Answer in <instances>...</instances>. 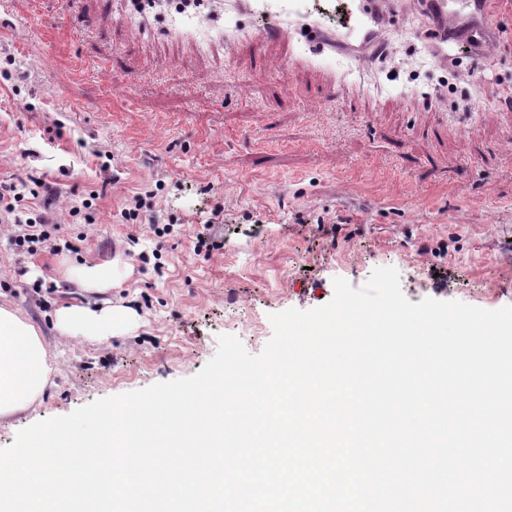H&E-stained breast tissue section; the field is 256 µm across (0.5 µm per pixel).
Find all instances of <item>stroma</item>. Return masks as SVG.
I'll return each instance as SVG.
<instances>
[{
    "instance_id": "35a3bbf8",
    "label": "stroma",
    "mask_w": 512,
    "mask_h": 512,
    "mask_svg": "<svg viewBox=\"0 0 512 512\" xmlns=\"http://www.w3.org/2000/svg\"><path fill=\"white\" fill-rule=\"evenodd\" d=\"M419 0H380L387 41L360 66L308 63L295 31L253 40L203 0L206 49L167 0H0V186L45 242L0 214V299L44 337L55 385L0 420V448L97 399L188 378L270 314L329 302L396 267L404 296L512 305V33L436 59ZM332 86L337 101L323 102ZM111 264L88 292L63 271ZM132 308L109 339L64 338V304Z\"/></svg>"
}]
</instances>
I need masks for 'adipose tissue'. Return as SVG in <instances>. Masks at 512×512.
<instances>
[{
    "label": "adipose tissue",
    "mask_w": 512,
    "mask_h": 512,
    "mask_svg": "<svg viewBox=\"0 0 512 512\" xmlns=\"http://www.w3.org/2000/svg\"><path fill=\"white\" fill-rule=\"evenodd\" d=\"M132 310L62 306L55 312L61 336L112 337L131 326ZM54 368L39 330L9 304L0 303V419L26 410L52 383Z\"/></svg>",
    "instance_id": "ef3b65f1"
}]
</instances>
